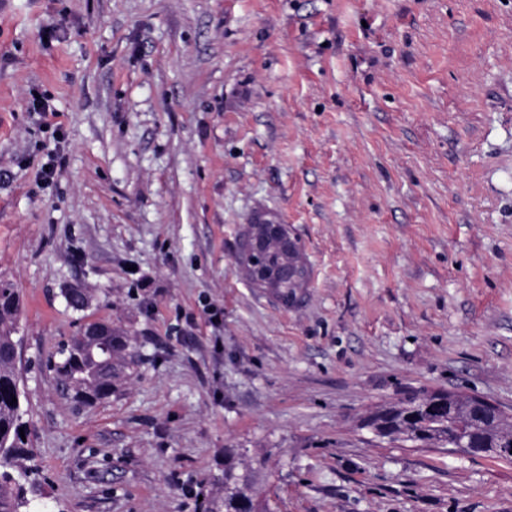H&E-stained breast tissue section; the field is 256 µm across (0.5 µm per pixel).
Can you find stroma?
Instances as JSON below:
<instances>
[{"label":"stroma","mask_w":512,"mask_h":512,"mask_svg":"<svg viewBox=\"0 0 512 512\" xmlns=\"http://www.w3.org/2000/svg\"><path fill=\"white\" fill-rule=\"evenodd\" d=\"M260 214L292 303L239 261ZM1 279L31 512H200L228 448L270 512H512V462L363 426L512 414V0H0ZM94 320L139 357L78 410L46 362ZM257 226L254 238L251 240V245L248 248L253 251H258L263 243L268 240H281L286 247H288V236L286 229L282 224H264L271 222V219L267 218L266 215H257L254 219ZM452 398L459 407L469 403L468 394L445 390H420L392 404L377 406L364 419V426L377 437L416 445L448 446V418L416 419L413 412L435 400Z\"/></svg>","instance_id":"1"}]
</instances>
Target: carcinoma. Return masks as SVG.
<instances>
[{"instance_id":"carcinoma-1","label":"carcinoma","mask_w":512,"mask_h":512,"mask_svg":"<svg viewBox=\"0 0 512 512\" xmlns=\"http://www.w3.org/2000/svg\"><path fill=\"white\" fill-rule=\"evenodd\" d=\"M241 262L248 268L255 266H283L288 254L273 242L258 254L240 252ZM21 315V301L17 289L0 281V512H23L28 506L21 478L27 477L29 460L20 429L26 427L24 411L19 399L23 397L16 371L15 334ZM127 337L114 331L107 336L85 339L71 337L58 348L60 360L52 367L61 381L68 398L75 407L91 406L112 396L114 362L127 346ZM18 399L12 403V399ZM452 398L461 406L469 403V396L445 390H420L395 403L377 406L364 419V426L377 437L390 441H405L416 445L445 447L448 445V419H416L413 412L435 400ZM474 435L492 443L505 430L512 431V417L503 413L492 420L471 423ZM234 467L224 465V512H258L260 503L252 478L239 477Z\"/></svg>"}]
</instances>
